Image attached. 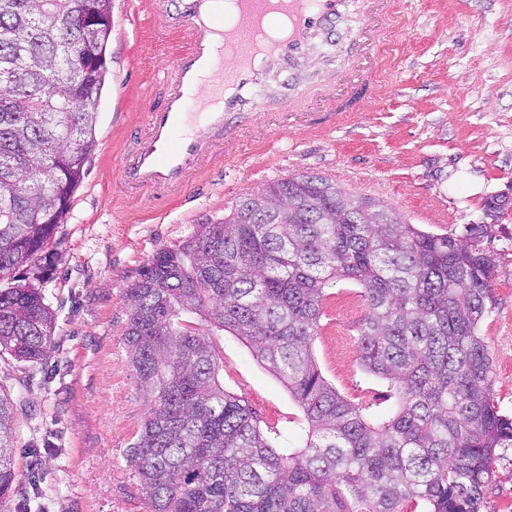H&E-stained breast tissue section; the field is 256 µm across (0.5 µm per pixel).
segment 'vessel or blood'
<instances>
[{
    "instance_id": "vessel-or-blood-1",
    "label": "vessel or blood",
    "mask_w": 512,
    "mask_h": 512,
    "mask_svg": "<svg viewBox=\"0 0 512 512\" xmlns=\"http://www.w3.org/2000/svg\"><path fill=\"white\" fill-rule=\"evenodd\" d=\"M347 0H152V17L184 35L162 84L159 105L144 116L145 132L123 155L119 176L130 188L160 199L188 194L217 144L257 134L256 91L265 67L287 69L297 111L342 112L378 87L376 51L388 34L396 0H362L358 36L363 52H345L343 81L312 94L293 62L312 41L332 38Z\"/></svg>"
}]
</instances>
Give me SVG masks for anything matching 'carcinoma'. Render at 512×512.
<instances>
[{"label": "carcinoma", "mask_w": 512, "mask_h": 512, "mask_svg": "<svg viewBox=\"0 0 512 512\" xmlns=\"http://www.w3.org/2000/svg\"><path fill=\"white\" fill-rule=\"evenodd\" d=\"M97 19L85 36L84 13ZM112 0H0V276L35 263L97 147ZM469 236L303 174L246 194L157 252L127 291L124 336L148 404L128 462L150 512H482L496 449L512 447L481 324L498 269ZM346 283L366 313L360 365L385 412L352 403L313 346ZM55 315L27 284L0 290V352L39 363ZM229 333L301 415L262 429L224 387ZM15 402L0 390V512L15 483Z\"/></svg>", "instance_id": "obj_1"}]
</instances>
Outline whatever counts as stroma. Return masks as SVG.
Masks as SVG:
<instances>
[{
	"instance_id": "obj_1",
	"label": "stroma",
	"mask_w": 512,
	"mask_h": 512,
	"mask_svg": "<svg viewBox=\"0 0 512 512\" xmlns=\"http://www.w3.org/2000/svg\"><path fill=\"white\" fill-rule=\"evenodd\" d=\"M146 2L112 0L98 147L38 270L0 278V289L34 282L55 314L45 361L0 356V388L24 396L15 410L17 477L7 512H148L127 461L147 412L123 336L127 290L158 251L223 219L247 193L319 174L384 201L408 223L460 237L482 223L487 198L512 197V0H398L368 104L333 117L285 116L239 150H217L207 162L213 180L192 197L155 207L147 195L124 190L117 168L182 48L177 34L148 18ZM358 27L353 4L332 41L311 45L299 62L310 82L337 70ZM482 245L498 265L482 334L494 394L511 416L512 208ZM358 290L350 283L328 299L314 352L342 396L382 409L385 384L361 372ZM218 343L225 385L261 426L299 414L247 347L228 334ZM483 512H512V447L496 452Z\"/></svg>"
}]
</instances>
